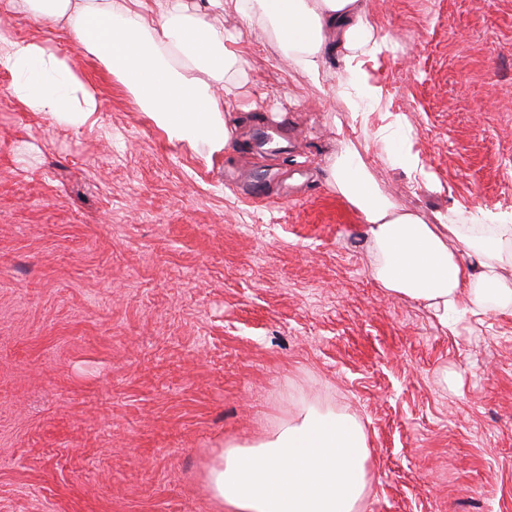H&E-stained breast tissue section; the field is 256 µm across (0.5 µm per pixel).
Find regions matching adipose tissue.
Masks as SVG:
<instances>
[{
	"instance_id": "1",
	"label": "adipose tissue",
	"mask_w": 512,
	"mask_h": 512,
	"mask_svg": "<svg viewBox=\"0 0 512 512\" xmlns=\"http://www.w3.org/2000/svg\"><path fill=\"white\" fill-rule=\"evenodd\" d=\"M36 20L65 29L73 43L100 57L171 138L223 150L236 136L243 57L238 38L220 23L235 13L244 24L270 27L282 56L319 82L332 43L350 52L370 43L363 0H150L130 10L123 0H24ZM0 68L16 80L10 92L30 111L82 124L101 101L67 59L0 27ZM327 184L361 216L373 255L371 275L390 294L421 301L440 321L458 312L481 319L512 313V224H429L381 195L351 151L334 156ZM369 456L361 425L312 408L273 438L231 445L208 474L226 512H356Z\"/></svg>"
}]
</instances>
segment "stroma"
Returning <instances> with one entry per match:
<instances>
[{
	"mask_svg": "<svg viewBox=\"0 0 512 512\" xmlns=\"http://www.w3.org/2000/svg\"><path fill=\"white\" fill-rule=\"evenodd\" d=\"M363 3L379 51L333 49L316 85L225 15L245 75L213 153L0 0L102 101L59 123L0 70V512H216L221 451L310 406L364 430L362 512H512V316L450 330L389 294L326 182L347 137L427 223L512 224V0Z\"/></svg>",
	"mask_w": 512,
	"mask_h": 512,
	"instance_id": "obj_1",
	"label": "stroma"
}]
</instances>
